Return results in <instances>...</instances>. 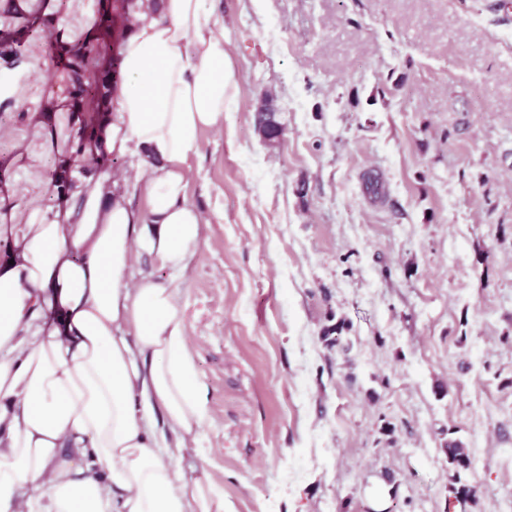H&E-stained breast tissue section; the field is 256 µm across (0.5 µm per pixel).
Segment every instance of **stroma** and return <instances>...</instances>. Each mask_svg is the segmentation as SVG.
Returning <instances> with one entry per match:
<instances>
[{
  "mask_svg": "<svg viewBox=\"0 0 512 512\" xmlns=\"http://www.w3.org/2000/svg\"><path fill=\"white\" fill-rule=\"evenodd\" d=\"M210 0L235 82L188 199L206 224L173 282L210 416L178 465L226 512H448L449 438L476 504L512 503V6ZM54 31L3 35L27 12ZM98 0H0V264L34 215L77 217L54 38ZM272 92L285 127L254 124ZM345 319L352 348L321 340ZM274 112L275 109L265 107L254 114L255 127L269 146L275 145L284 132L282 123Z\"/></svg>",
  "mask_w": 512,
  "mask_h": 512,
  "instance_id": "35a3bbf8",
  "label": "stroma"
}]
</instances>
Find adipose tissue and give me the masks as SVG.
Segmentation results:
<instances>
[{"label": "adipose tissue", "mask_w": 512, "mask_h": 512, "mask_svg": "<svg viewBox=\"0 0 512 512\" xmlns=\"http://www.w3.org/2000/svg\"><path fill=\"white\" fill-rule=\"evenodd\" d=\"M216 26L208 0H160L121 44L99 144L145 156L142 210L100 173L79 223L34 217L0 266V512H225L223 491L174 465L209 417L177 292L134 275L142 253L184 275L202 237L187 174L224 126ZM39 301L53 318L35 325Z\"/></svg>", "instance_id": "ef3b65f1"}]
</instances>
